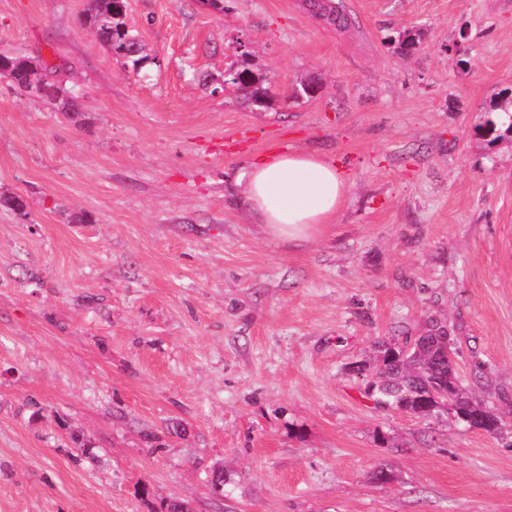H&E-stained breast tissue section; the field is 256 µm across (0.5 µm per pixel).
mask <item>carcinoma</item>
Segmentation results:
<instances>
[{
    "label": "carcinoma",
    "instance_id": "obj_1",
    "mask_svg": "<svg viewBox=\"0 0 512 512\" xmlns=\"http://www.w3.org/2000/svg\"><path fill=\"white\" fill-rule=\"evenodd\" d=\"M124 17V0H90L84 24L95 31L108 50L126 58L136 70L147 54L138 34L127 27ZM24 60L23 56H0V68H12L14 82L20 88L26 87L29 81ZM442 331L448 332V325L432 319L428 329L412 345L385 343L375 366H356V374L366 380V396L378 405L412 413L418 412L426 399L431 413L448 410L471 428L497 432L501 419L496 405L479 400L463 389L457 367L448 363V351H456L455 337H448L444 343L440 340ZM479 409L486 418L475 422L471 415Z\"/></svg>",
    "mask_w": 512,
    "mask_h": 512
}]
</instances>
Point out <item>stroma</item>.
Returning <instances> with one entry per match:
<instances>
[{"label":"stroma","mask_w":512,"mask_h":512,"mask_svg":"<svg viewBox=\"0 0 512 512\" xmlns=\"http://www.w3.org/2000/svg\"><path fill=\"white\" fill-rule=\"evenodd\" d=\"M341 2L342 31L303 0H127L136 71L89 0H0V54L76 95L0 79V200L25 203H0V512H512L507 406L492 435L355 372L441 317L461 384L512 400V137L478 131L512 0ZM243 50L266 105L222 87ZM287 150L349 183L308 242L237 183Z\"/></svg>","instance_id":"stroma-1"}]
</instances>
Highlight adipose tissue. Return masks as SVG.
Returning a JSON list of instances; mask_svg holds the SVG:
<instances>
[{
    "label": "adipose tissue",
    "mask_w": 512,
    "mask_h": 512,
    "mask_svg": "<svg viewBox=\"0 0 512 512\" xmlns=\"http://www.w3.org/2000/svg\"><path fill=\"white\" fill-rule=\"evenodd\" d=\"M243 194L258 225L274 239H314L332 224L348 192L330 161L301 151H283L252 163L241 175Z\"/></svg>",
    "instance_id": "adipose-tissue-1"
}]
</instances>
